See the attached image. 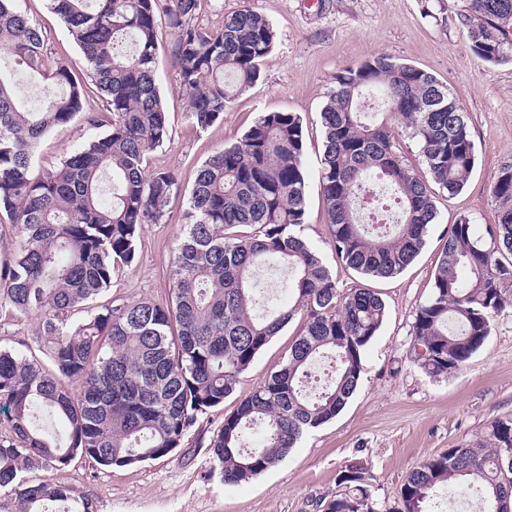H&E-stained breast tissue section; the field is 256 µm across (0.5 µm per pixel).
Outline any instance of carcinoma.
<instances>
[{
    "mask_svg": "<svg viewBox=\"0 0 512 512\" xmlns=\"http://www.w3.org/2000/svg\"><path fill=\"white\" fill-rule=\"evenodd\" d=\"M0 0V317L35 316L36 340L52 368L0 349V490L19 512H94L70 486L30 482L35 468L86 457L106 468L168 455L200 415L224 403L259 352L297 315L304 327L263 386L240 400L209 448L227 485L275 466L303 434L332 420L356 391L363 355L386 316L379 293L338 288L305 223L303 124L296 112H267L197 170L168 298L120 308L92 306L112 286L117 261L134 258L135 238L157 224L177 179L147 157L168 137L156 85L159 30L176 39L171 57L191 119L206 128L259 79L273 51L271 24L249 7L215 32L191 20L202 0H49L67 25L88 81L54 56L41 27ZM475 54L512 62V0H467ZM39 76L62 93L40 104L19 97L18 76ZM98 94L108 129L35 173L33 157L55 126ZM322 191L336 258L375 278L402 273L422 253L437 210L430 185L450 195L467 184L476 151L456 94L433 74L385 53L346 67L321 111ZM417 143L424 168L404 151ZM497 223L489 239L463 216L433 271L410 345L428 374L460 369L484 345L493 319L512 307V158L491 190ZM251 227L253 232L240 231ZM290 273L291 302L253 314L256 268ZM86 308L87 318L68 323ZM62 433L36 423L38 414ZM482 485L485 512H512V419L490 422L479 445L427 459L405 480L396 512H428L438 488ZM343 492L328 512H377L363 467L341 471Z\"/></svg>",
    "mask_w": 512,
    "mask_h": 512,
    "instance_id": "cac0c4a2",
    "label": "carcinoma"
}]
</instances>
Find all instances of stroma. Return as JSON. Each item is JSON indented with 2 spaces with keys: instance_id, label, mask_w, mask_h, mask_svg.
Instances as JSON below:
<instances>
[{
  "instance_id": "35a3bbf8",
  "label": "stroma",
  "mask_w": 512,
  "mask_h": 512,
  "mask_svg": "<svg viewBox=\"0 0 512 512\" xmlns=\"http://www.w3.org/2000/svg\"><path fill=\"white\" fill-rule=\"evenodd\" d=\"M41 26L55 55L86 79L79 47L48 0H14ZM249 6L273 26L276 39L256 84L231 103L222 121L195 127L179 90L169 53L175 36L163 30L156 82L165 98L169 134L148 160L151 169L175 173L177 188L160 223L145 225L132 262L115 263L112 285L96 306L120 307L164 299L169 269L184 236L189 192L201 163L239 138L266 112H296L303 120L306 222L302 236L320 253L341 289L363 284L386 304L385 320L366 348L362 380L336 418L305 433L274 468L237 484L213 474L208 445L243 397L262 386L288 355L301 330L293 319L258 354L223 405L203 414L182 445L168 455L128 467L105 468L90 459L34 469L27 477L73 487L97 512H322L339 492L338 476L366 467L379 512H392L401 485L426 459L475 444L486 425L512 418V313L497 317L483 347L459 370L433 377L408 355L415 314L431 292V275L448 231L471 217L486 235L496 217L490 190L504 160L512 158V63L475 55L462 16L466 0H204L193 23L219 29L227 14ZM427 70L457 95L469 117L477 158L466 187L451 195L435 190L437 209L427 245L400 275L359 280L336 259L320 186L323 129L320 112L337 75L373 54ZM102 101L87 97L69 123L54 127L34 156L35 171H52L93 130ZM35 317L0 319V346L45 361Z\"/></svg>"
}]
</instances>
